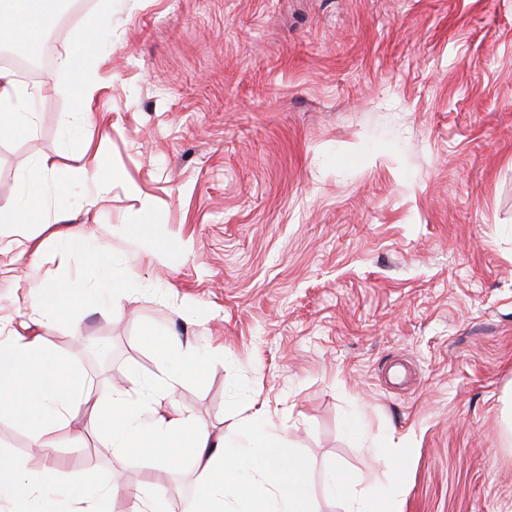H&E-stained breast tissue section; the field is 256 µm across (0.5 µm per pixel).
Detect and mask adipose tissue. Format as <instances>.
I'll list each match as a JSON object with an SVG mask.
<instances>
[{
	"instance_id": "ef3b65f1",
	"label": "adipose tissue",
	"mask_w": 512,
	"mask_h": 512,
	"mask_svg": "<svg viewBox=\"0 0 512 512\" xmlns=\"http://www.w3.org/2000/svg\"><path fill=\"white\" fill-rule=\"evenodd\" d=\"M59 0H0V36H16L19 16H26L32 31L42 34L54 25ZM99 30L81 31L61 55L59 64L74 77L80 111L89 114L95 85L91 74L101 55ZM36 89L15 73L0 70V136L24 123L31 113ZM158 394L149 382L134 394L115 391L101 399L90 421L105 417L112 446L126 453L142 439H150L159 463L174 470L184 461L197 469L194 512H313L314 504L302 465L283 445L268 417L255 418L250 447L229 458L193 415L178 412L169 420L154 418ZM90 398L82 378L40 338L13 334L0 343V412L9 411L22 424L33 447L55 448L60 430L77 416ZM327 494H348L347 512H401L400 490L391 487L376 494L371 486L350 483L345 472L333 469L325 476ZM111 483L89 470L74 483L54 470L28 471L18 460L0 458V504L28 512L38 500V512H111Z\"/></svg>"
}]
</instances>
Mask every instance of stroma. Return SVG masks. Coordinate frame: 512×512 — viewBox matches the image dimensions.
I'll list each match as a JSON object with an SVG mask.
<instances>
[{
  "mask_svg": "<svg viewBox=\"0 0 512 512\" xmlns=\"http://www.w3.org/2000/svg\"><path fill=\"white\" fill-rule=\"evenodd\" d=\"M77 3L20 74L33 124L0 137V195L53 174L0 237V316L98 395L161 378L166 340L188 341L202 366L158 416L190 412L233 450L268 410L318 512L347 507L330 469L385 465L403 512H512V0ZM96 22L111 45L86 125L58 56ZM71 234L106 267L61 248ZM108 274L125 297L101 313ZM69 282L83 301L31 309ZM0 455L126 475L112 512L153 484L171 512L196 497L192 463L118 456L84 416L45 453L2 415Z\"/></svg>",
  "mask_w": 512,
  "mask_h": 512,
  "instance_id": "stroma-1",
  "label": "stroma"
}]
</instances>
